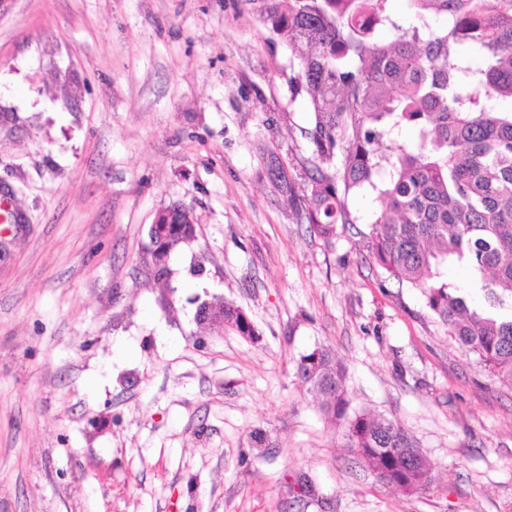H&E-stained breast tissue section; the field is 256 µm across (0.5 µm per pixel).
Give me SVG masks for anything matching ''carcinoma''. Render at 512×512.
Masks as SVG:
<instances>
[{
  "label": "carcinoma",
  "mask_w": 512,
  "mask_h": 512,
  "mask_svg": "<svg viewBox=\"0 0 512 512\" xmlns=\"http://www.w3.org/2000/svg\"><path fill=\"white\" fill-rule=\"evenodd\" d=\"M270 32L288 47L296 94L314 115L312 175L303 189L310 231L329 238L353 224L351 194L380 209L368 238L388 277L420 289L458 346L512 386V0H256ZM414 136L398 140L399 130ZM181 204L155 215L158 270L196 236ZM469 270L483 292L474 304L444 279ZM224 327L252 340L255 326L231 302ZM296 375L344 423L346 446L384 485L409 494L431 483V467L397 422L349 412L344 372L331 349L299 355ZM309 506L317 487L296 478Z\"/></svg>",
  "instance_id": "1"
}]
</instances>
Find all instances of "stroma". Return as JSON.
<instances>
[{
	"label": "stroma",
	"instance_id": "stroma-1",
	"mask_svg": "<svg viewBox=\"0 0 512 512\" xmlns=\"http://www.w3.org/2000/svg\"><path fill=\"white\" fill-rule=\"evenodd\" d=\"M288 57L255 0L0 12V512H512V388L377 265L369 198L334 236L307 230L313 115ZM173 203L197 238L160 280L149 228ZM198 298L241 307L258 341L200 325ZM317 345L353 409L417 439L428 489L346 448L295 373Z\"/></svg>",
	"mask_w": 512,
	"mask_h": 512
}]
</instances>
